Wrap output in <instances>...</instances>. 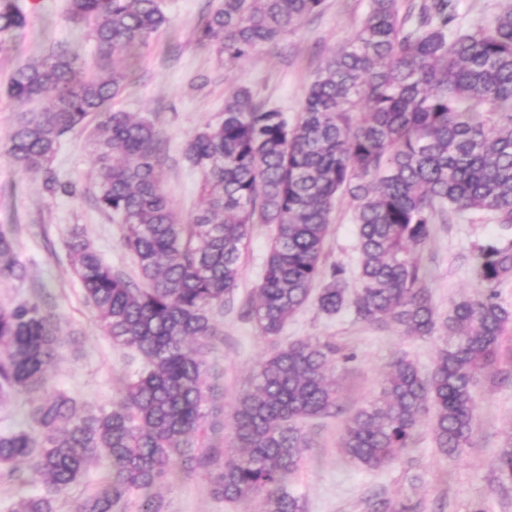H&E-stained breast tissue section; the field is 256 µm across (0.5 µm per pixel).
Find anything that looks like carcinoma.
Instances as JSON below:
<instances>
[{
    "label": "carcinoma",
    "mask_w": 512,
    "mask_h": 512,
    "mask_svg": "<svg viewBox=\"0 0 512 512\" xmlns=\"http://www.w3.org/2000/svg\"><path fill=\"white\" fill-rule=\"evenodd\" d=\"M324 0H221L197 32L199 44L233 65L273 46L319 13ZM368 0L352 36L318 65L298 118L254 98L246 87L224 98L223 118L185 144L200 176L204 206L189 223L174 210L159 172L153 125L112 108L128 61L170 23L162 0H69L68 18L88 28L98 57L89 66L52 46L13 70L7 94L17 104L48 99L15 126L9 152L24 170L48 168L61 140L101 117L92 139L99 207L123 224L141 285L112 269L78 231L68 249L87 303L112 344L144 362L108 409H85L48 389L47 367L67 337L38 301L0 306V398L34 401L32 425L0 433V473L45 488L10 512H56L58 498L87 468L109 461L106 477L73 512H162L154 490L180 472L204 469L210 493L256 512H306L291 489L312 440L306 419L336 414V364L350 356L330 340L280 344L288 319L312 302L333 316L396 327L407 337L440 336L424 376L404 356L389 364L381 396L344 423L339 447L379 470L412 447L433 412L439 451L469 447L479 376L499 364L512 308L497 287L512 275V241L472 255L480 289L435 307L418 252L435 221L483 212L512 228V5L476 30L457 24V0ZM27 25L21 0H0V47ZM353 205L359 263L354 277L326 267L323 246L336 199ZM273 227L247 315L272 351L230 414L227 445L205 435L220 426L206 381L214 314L232 304L253 225ZM14 242L0 233V279L24 281ZM512 480V433L496 455ZM369 512H416L410 500L375 498Z\"/></svg>",
    "instance_id": "cac0c4a2"
}]
</instances>
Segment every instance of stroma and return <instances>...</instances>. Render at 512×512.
Wrapping results in <instances>:
<instances>
[{"mask_svg":"<svg viewBox=\"0 0 512 512\" xmlns=\"http://www.w3.org/2000/svg\"><path fill=\"white\" fill-rule=\"evenodd\" d=\"M169 26L154 34L133 61L126 86L114 101L116 109L149 119L162 143L159 171L166 193L182 221L200 208L198 179L184 158L188 139L205 124L216 122L224 98L235 87H248L253 96L296 118L322 57L350 38L363 19L368 0H324L322 11L305 21L276 46H266L234 65L199 45L196 32L216 0H164ZM68 0H36L25 29L0 48V232L14 241V257L27 268L26 281L0 279V305L46 297L47 311L58 321L68 341L51 366L53 388L80 405L109 407L126 379L141 366L131 351L113 346L94 311L86 304L74 276L66 243L73 229L87 239L116 271L130 279L138 272L124 249L120 225L96 202V165L91 130L67 136L51 167L62 190L48 192L39 171L19 169L9 140L23 110L5 89L20 64L40 60L50 45L70 48L92 60L96 46L84 29L69 20ZM349 199L336 203L324 245L325 265L355 271L356 226ZM270 229L255 225L241 260L233 308L217 314L220 330L208 355L207 383L218 405L231 412L238 395L247 390L269 342L244 315L254 298L267 255ZM512 240L504 229L480 214L436 225L420 258L431 276L438 311L451 301L474 294L478 286L470 273L472 252L488 240ZM316 337L336 343L349 362L336 370L342 415L306 421L319 446L293 480L307 501L308 512H365L364 499L378 491L387 497L411 498L418 512H512V482L501 480L495 456L512 430V381L501 380L497 369L480 377L475 393L476 425L471 444L451 459L436 448L428 424H421L410 451L380 470L349 461L339 448L345 417L381 394L393 357L407 355L421 371L434 362L439 337H405L392 327L375 328L359 322L352 312L334 316L307 306L289 319L281 336L288 342ZM205 471L179 476L163 485L159 495L165 512H253V504L232 505L208 492Z\"/></svg>","mask_w":512,"mask_h":512,"instance_id":"1","label":"stroma"}]
</instances>
